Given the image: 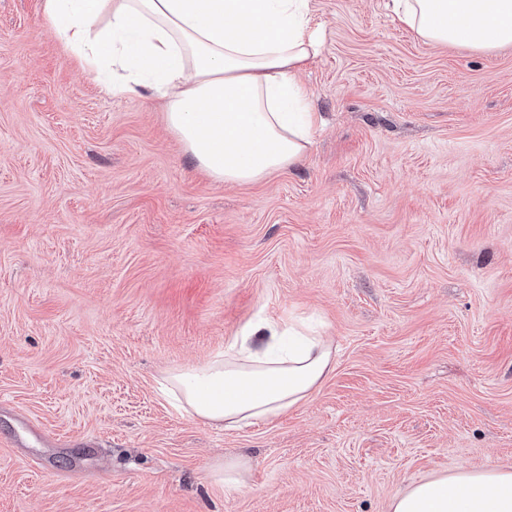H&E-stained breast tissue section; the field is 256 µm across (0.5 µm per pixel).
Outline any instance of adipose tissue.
I'll list each match as a JSON object with an SVG mask.
<instances>
[{
  "label": "adipose tissue",
  "instance_id": "adipose-tissue-1",
  "mask_svg": "<svg viewBox=\"0 0 512 512\" xmlns=\"http://www.w3.org/2000/svg\"><path fill=\"white\" fill-rule=\"evenodd\" d=\"M428 43L512 45V0H391ZM63 45L113 97L149 91L196 166L250 184L304 157L321 118L298 79L319 41L310 0H43ZM336 349L271 319L223 353L165 375L161 392L204 424L236 430L304 404ZM390 512H512V467L464 468L410 484Z\"/></svg>",
  "mask_w": 512,
  "mask_h": 512
}]
</instances>
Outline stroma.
Returning a JSON list of instances; mask_svg holds the SVG:
<instances>
[{"mask_svg": "<svg viewBox=\"0 0 512 512\" xmlns=\"http://www.w3.org/2000/svg\"><path fill=\"white\" fill-rule=\"evenodd\" d=\"M311 12L322 127L220 185L41 0H0V512H388L512 466V46L428 44L385 0ZM264 316L336 348L305 404L224 430L161 394ZM245 473V463L238 460L224 463V469H218L214 476L227 490L241 491L247 487Z\"/></svg>", "mask_w": 512, "mask_h": 512, "instance_id": "stroma-1", "label": "stroma"}]
</instances>
